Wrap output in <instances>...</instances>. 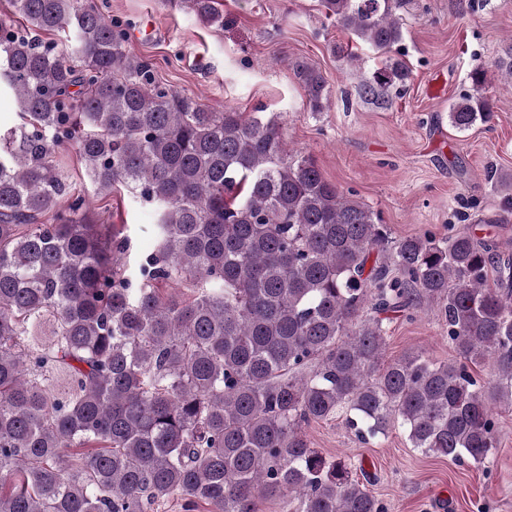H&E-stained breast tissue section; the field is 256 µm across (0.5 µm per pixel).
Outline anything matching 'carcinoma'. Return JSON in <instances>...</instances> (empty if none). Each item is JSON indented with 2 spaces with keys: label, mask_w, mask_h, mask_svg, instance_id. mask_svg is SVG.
<instances>
[{
  "label": "carcinoma",
  "mask_w": 512,
  "mask_h": 512,
  "mask_svg": "<svg viewBox=\"0 0 512 512\" xmlns=\"http://www.w3.org/2000/svg\"><path fill=\"white\" fill-rule=\"evenodd\" d=\"M186 2L224 26L216 0ZM319 2L383 55L360 96L390 101L410 77L392 0ZM10 3L24 23L0 13V89L21 103L0 131V512H151L174 493L190 512L267 497L381 512L306 436L338 414L362 440L397 426L423 454L491 461L496 410L512 409V255L496 240L511 173H489L504 196L486 236L395 239L276 122L160 85L95 0ZM493 67L512 79V40ZM292 68L303 110L326 111L322 72ZM471 80L449 108L460 131L494 117L487 71ZM70 160L96 195L122 186L152 207L156 247L136 272L129 235L92 223L89 194L63 180ZM423 299L455 358L381 363L388 316Z\"/></svg>",
  "instance_id": "1"
}]
</instances>
